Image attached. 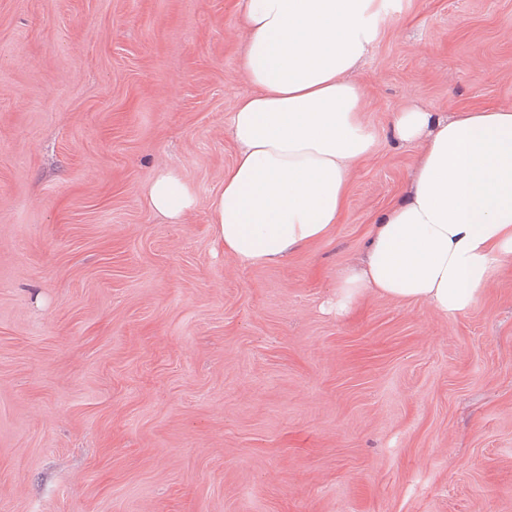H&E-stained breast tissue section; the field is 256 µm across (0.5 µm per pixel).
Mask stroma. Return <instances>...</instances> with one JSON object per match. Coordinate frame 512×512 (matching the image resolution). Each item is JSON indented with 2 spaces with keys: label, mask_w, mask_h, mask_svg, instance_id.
<instances>
[{
  "label": "stroma",
  "mask_w": 512,
  "mask_h": 512,
  "mask_svg": "<svg viewBox=\"0 0 512 512\" xmlns=\"http://www.w3.org/2000/svg\"><path fill=\"white\" fill-rule=\"evenodd\" d=\"M244 39L237 0H0V512H512V263L455 319L328 310L417 162L392 112L512 108V0H407L332 235L247 268L210 207ZM146 196L150 209L178 224L196 203L191 188L173 172L161 173L149 184Z\"/></svg>",
  "instance_id": "obj_1"
}]
</instances>
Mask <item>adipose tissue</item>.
Wrapping results in <instances>:
<instances>
[{"label": "adipose tissue", "instance_id": "1", "mask_svg": "<svg viewBox=\"0 0 512 512\" xmlns=\"http://www.w3.org/2000/svg\"><path fill=\"white\" fill-rule=\"evenodd\" d=\"M238 11L251 90L232 112L235 159L211 221L225 256L248 267L280 262L337 224L351 170L377 143L354 73L403 0H238ZM391 128L420 148L412 179L342 271L330 308L345 315L373 291L457 318L512 262V109L438 115L412 104ZM146 196L175 224L196 203L172 172Z\"/></svg>", "mask_w": 512, "mask_h": 512}]
</instances>
